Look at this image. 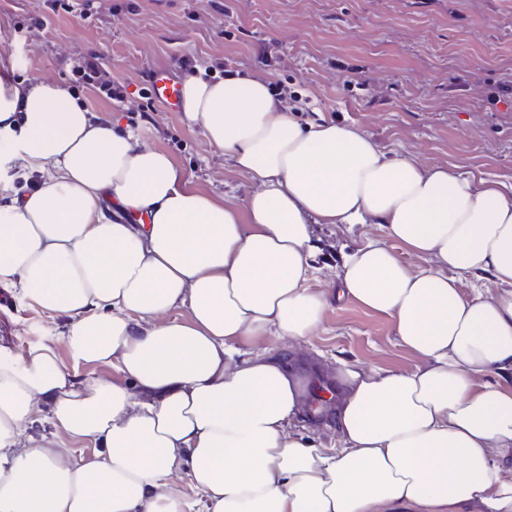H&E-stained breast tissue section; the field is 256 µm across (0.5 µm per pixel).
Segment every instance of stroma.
Wrapping results in <instances>:
<instances>
[{
    "mask_svg": "<svg viewBox=\"0 0 512 512\" xmlns=\"http://www.w3.org/2000/svg\"><path fill=\"white\" fill-rule=\"evenodd\" d=\"M45 17V25L25 18ZM102 56L105 76L125 85L113 102L78 83L80 55ZM213 72L262 74L308 104L303 121L337 118L385 148L427 165H458L512 182V0H94L91 17L50 12L47 0H0V71L29 84L59 83L95 116L137 127L173 157L187 188L245 207L250 182L211 147L201 125L151 101L150 76L183 80L179 59ZM376 224L353 233L314 227L315 257L332 275L342 246L383 237ZM0 345L26 353L59 338L68 321L10 298ZM314 382L337 361L411 370L387 318L349 300L331 303L321 329L297 347Z\"/></svg>",
    "mask_w": 512,
    "mask_h": 512,
    "instance_id": "1",
    "label": "stroma"
}]
</instances>
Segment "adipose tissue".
Instances as JSON below:
<instances>
[{
	"label": "adipose tissue",
	"instance_id": "adipose-tissue-1",
	"mask_svg": "<svg viewBox=\"0 0 512 512\" xmlns=\"http://www.w3.org/2000/svg\"><path fill=\"white\" fill-rule=\"evenodd\" d=\"M299 110L261 76L184 79V120L253 187L241 211L57 83L0 72V168L19 178L0 288L69 318L71 366L111 369L80 379L60 344L0 347V512H189L169 484L183 470L201 512H512V183ZM316 224L385 236L315 289ZM465 276L497 289L463 294ZM335 298L388 317L421 364L337 361L336 443L318 448L284 348ZM41 412L51 432L27 436Z\"/></svg>",
	"mask_w": 512,
	"mask_h": 512
}]
</instances>
